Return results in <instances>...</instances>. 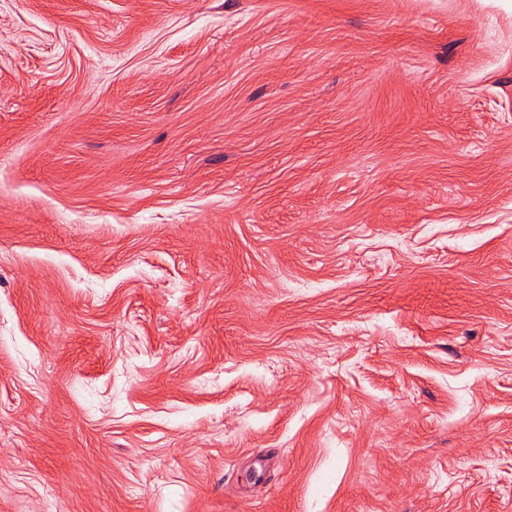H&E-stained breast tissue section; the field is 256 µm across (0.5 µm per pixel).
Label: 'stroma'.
I'll return each mask as SVG.
<instances>
[{
    "instance_id": "obj_1",
    "label": "stroma",
    "mask_w": 512,
    "mask_h": 512,
    "mask_svg": "<svg viewBox=\"0 0 512 512\" xmlns=\"http://www.w3.org/2000/svg\"><path fill=\"white\" fill-rule=\"evenodd\" d=\"M0 512H512V0H0Z\"/></svg>"
}]
</instances>
